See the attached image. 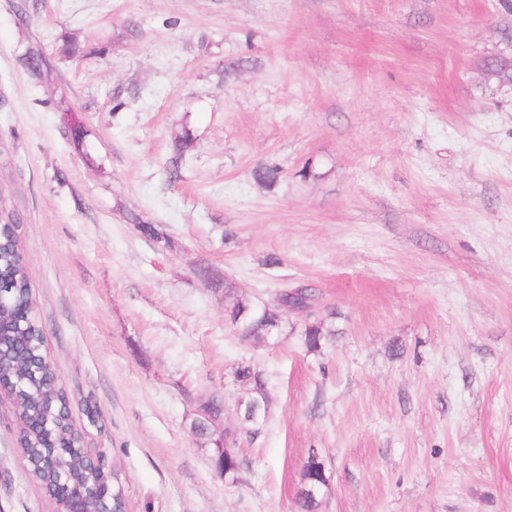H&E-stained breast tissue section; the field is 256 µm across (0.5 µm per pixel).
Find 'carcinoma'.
<instances>
[{
    "label": "carcinoma",
    "mask_w": 512,
    "mask_h": 512,
    "mask_svg": "<svg viewBox=\"0 0 512 512\" xmlns=\"http://www.w3.org/2000/svg\"><path fill=\"white\" fill-rule=\"evenodd\" d=\"M29 75L38 81L49 79L52 70L39 46L27 49L21 58ZM69 136L75 149L82 153L86 143L87 131L77 119H71L68 126ZM282 170L277 165H263L254 169L256 180L266 185L276 184ZM20 221L16 215L5 210L0 212V292L22 301L30 300V280L28 264L21 246V238L8 224ZM207 283L211 290L224 295V312L230 323L248 332L249 337L263 341L279 331L288 310L278 303L273 308L255 307L252 301L237 293L234 283L215 273L207 274ZM43 329L37 318L32 316L28 325L20 331L4 323L0 330V350L13 357L12 378L21 381L23 388L14 398L17 418L21 424L22 453L27 460L29 473L43 486L48 497L54 502L56 512L64 510V504L56 493V475L42 469L41 458L49 452L48 441H53L54 453L65 467L72 482L81 484L86 477V462L69 453L72 446L73 430L67 417L64 399L65 393L57 388L39 392L42 380L40 370L35 364ZM332 332L323 328L322 323L314 321L303 332L308 350L318 352ZM236 382L245 390L238 399L242 420L257 424L267 412L266 382L263 374L249 362H240L234 369ZM224 411L221 397L213 396L203 406V417L193 422L195 434L215 448L213 465L216 471L230 483L239 481L242 468L237 440L234 431L220 425ZM303 486L296 496L299 512H318L321 485L325 482L323 463L315 455L308 458L302 475Z\"/></svg>",
    "instance_id": "obj_1"
}]
</instances>
